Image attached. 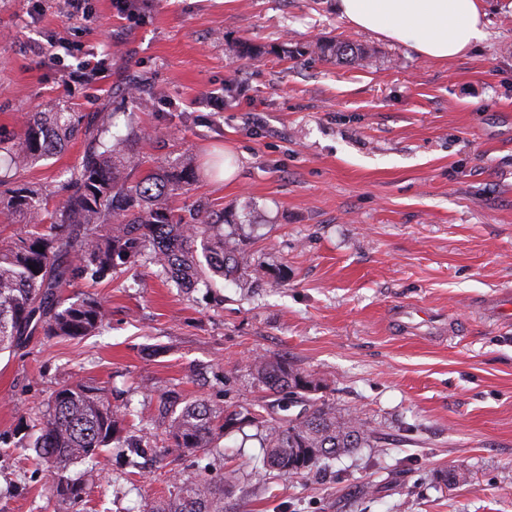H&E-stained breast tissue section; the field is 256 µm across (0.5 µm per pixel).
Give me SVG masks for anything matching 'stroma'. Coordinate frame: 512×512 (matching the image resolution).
Wrapping results in <instances>:
<instances>
[{
    "label": "stroma",
    "mask_w": 512,
    "mask_h": 512,
    "mask_svg": "<svg viewBox=\"0 0 512 512\" xmlns=\"http://www.w3.org/2000/svg\"><path fill=\"white\" fill-rule=\"evenodd\" d=\"M487 38L437 61L359 29L338 0H0V137L65 105L145 129L152 164L191 158L177 208L224 212L260 286L185 290L141 263L75 279L109 325L81 339L36 333L0 353V512H57L48 466L17 447L65 383L160 418L158 395L248 407L239 374L284 357L321 382L317 399L375 431V445L302 474L255 468L254 427L224 457L107 448L69 512H143L201 468L239 471L226 512H512V0H482ZM368 50L360 62L308 53L318 40ZM60 43L50 64L43 44ZM250 55H240V45ZM86 60L94 79L76 70ZM153 98L137 108L117 86ZM224 109L207 106L210 93ZM77 139L20 177L55 190ZM225 157L232 171L213 168ZM467 483L446 487L448 471Z\"/></svg>",
    "instance_id": "stroma-1"
}]
</instances>
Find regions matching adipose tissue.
Masks as SVG:
<instances>
[{
    "label": "adipose tissue",
    "mask_w": 512,
    "mask_h": 512,
    "mask_svg": "<svg viewBox=\"0 0 512 512\" xmlns=\"http://www.w3.org/2000/svg\"><path fill=\"white\" fill-rule=\"evenodd\" d=\"M339 10L353 25L428 59L461 56L487 36L480 0H339Z\"/></svg>",
    "instance_id": "obj_1"
}]
</instances>
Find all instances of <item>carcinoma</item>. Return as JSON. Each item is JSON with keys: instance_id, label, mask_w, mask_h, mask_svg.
<instances>
[{"instance_id": "carcinoma-1", "label": "carcinoma", "mask_w": 512, "mask_h": 512, "mask_svg": "<svg viewBox=\"0 0 512 512\" xmlns=\"http://www.w3.org/2000/svg\"><path fill=\"white\" fill-rule=\"evenodd\" d=\"M314 53L323 58L354 61L365 58L346 41H318ZM113 114L87 117L58 107L28 112L11 139H0V221L26 224L32 230L0 243V351L18 347L42 329L46 336L83 338L102 332L108 310L93 298L63 296L75 277L102 281L145 259L158 274L181 287L247 273L238 243L224 235V213L197 200L175 208L170 198L197 180L188 158L134 173L145 164L138 144L148 134L136 126L126 134L112 132ZM86 147L52 192L19 184V175L39 161L63 151L77 137ZM60 195L62 201L53 205ZM252 384L284 399L283 410L295 403V415L268 417L254 408L220 406L204 399L183 400L168 390L161 395L164 431L140 424L124 437V422L135 415L126 404L115 406L96 387L80 382L55 390L33 427L16 446L30 448L51 468V494L59 508L83 498L93 484L97 459L105 448H141L162 438L164 452L224 455L219 439L228 431L253 426L266 469L299 474L324 457L371 447L367 425L346 418L336 408L307 398L320 384L293 364L257 356L246 366ZM83 473L74 478L71 466ZM231 479L204 470L180 482L177 491L147 504L146 512H224V486Z\"/></svg>"}]
</instances>
